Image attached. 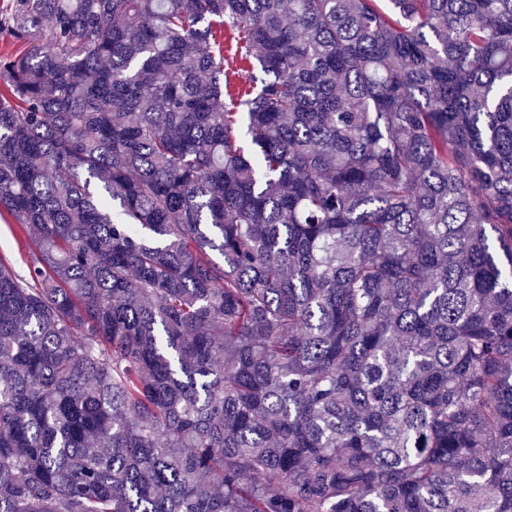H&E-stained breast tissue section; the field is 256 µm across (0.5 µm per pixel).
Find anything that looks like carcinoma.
Masks as SVG:
<instances>
[{"label":"carcinoma","mask_w":512,"mask_h":512,"mask_svg":"<svg viewBox=\"0 0 512 512\" xmlns=\"http://www.w3.org/2000/svg\"><path fill=\"white\" fill-rule=\"evenodd\" d=\"M0 32V512H512V0ZM31 242L19 236H13L8 225L0 220V252L11 256L18 270L25 269L24 261L27 259Z\"/></svg>","instance_id":"obj_1"}]
</instances>
